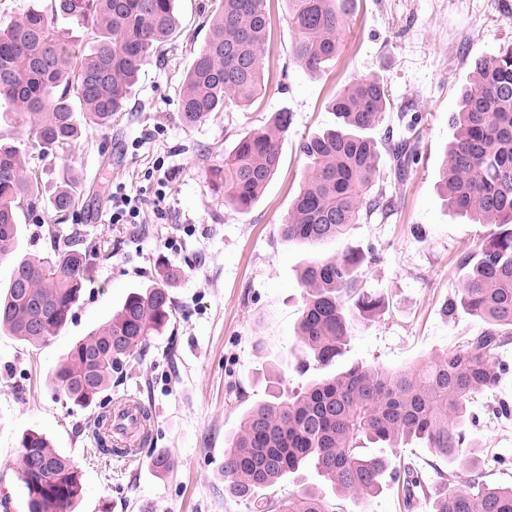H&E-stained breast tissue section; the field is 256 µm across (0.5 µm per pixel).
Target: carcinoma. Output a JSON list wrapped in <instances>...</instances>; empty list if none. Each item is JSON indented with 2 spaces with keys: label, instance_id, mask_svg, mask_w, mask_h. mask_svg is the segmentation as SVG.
<instances>
[{
  "label": "carcinoma",
  "instance_id": "carcinoma-1",
  "mask_svg": "<svg viewBox=\"0 0 512 512\" xmlns=\"http://www.w3.org/2000/svg\"><path fill=\"white\" fill-rule=\"evenodd\" d=\"M175 2L50 0L48 14L32 8L0 19V102L13 109L42 157L68 151L84 126L112 124L145 63L164 51L177 29ZM267 2L222 0L183 78V125L233 106L250 107L264 95L263 55L272 27ZM352 2L288 0L294 64L320 74L336 59ZM58 16L91 27L88 51H76L54 25ZM390 106L387 89L372 76L356 77L337 91L329 103L336 127L302 143L306 175L280 226L282 238L317 249L341 241L362 218L391 211L396 197L371 190L387 176L405 182L418 142L391 145L390 172L380 170L379 142L368 132ZM449 122L454 134L439 174L443 196L457 213L497 225L461 260L468 272L454 289L453 308L484 328L408 366L354 362L331 373L349 348L352 317L378 318L386 302L359 287L361 250L307 261L300 275L298 371L322 376L295 391L277 381L269 399L244 413L224 455L226 491L247 501L252 512H342L343 504L309 488L284 497L268 494L302 468L314 470L341 499L377 494L393 482L409 505L430 494L421 469L403 453L413 441L456 463V471L442 476L445 492L433 512H512V484L486 481V469L474 456L470 411L476 395L512 371L499 360L512 342V45L475 58L472 82ZM290 124L289 113H274L265 126L240 137L224 152V165L212 170L213 184L238 212L252 210L277 172ZM28 164L26 150L0 141L1 259L15 253L19 212L44 200L32 186ZM68 173L61 171L49 197L57 213L75 204L77 184ZM88 275L86 254L68 244L15 260L0 294V334L34 345L56 335L71 318ZM175 277L172 270L161 271L75 342L52 376L66 401L82 408L96 404L112 372L166 327L174 316L168 284ZM365 440L394 449L398 462L365 455ZM20 448L28 512H73L82 485L72 460L34 430L22 435ZM462 475L464 483L455 484Z\"/></svg>",
  "mask_w": 512,
  "mask_h": 512
}]
</instances>
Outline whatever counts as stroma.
I'll list each match as a JSON object with an SVG mask.
<instances>
[{
    "label": "stroma",
    "mask_w": 512,
    "mask_h": 512,
    "mask_svg": "<svg viewBox=\"0 0 512 512\" xmlns=\"http://www.w3.org/2000/svg\"><path fill=\"white\" fill-rule=\"evenodd\" d=\"M220 4L177 0L172 41L146 62L109 127L83 128L60 161L29 151L40 189L54 187L64 164L80 190L65 219L44 207L24 213L17 251L45 252L68 241L87 250L90 274L58 335L39 345L0 336V512H27L18 458L29 430L46 434L75 463L83 487L75 512H250L224 489V452L244 411L266 400L270 378L285 377L293 388L307 382L296 371L295 327L299 275L310 251L285 241L279 225L304 178L301 144L335 125L329 102L351 78L377 76L389 92L392 107L376 139H400L412 119L422 139L403 187L384 186L396 195V210L351 225L344 243L322 249L371 250L362 285L388 304L378 319H353L344 363L400 366L453 348L483 327L445 306L463 276L460 258L492 227L451 211L438 180L453 137L448 118L472 60L512 44V0H355L342 52L321 75L292 63L288 0H270L261 101L186 127L178 119L182 77L208 36L206 16ZM278 111L292 116L282 164L252 210L238 213L215 191L210 170ZM161 169L170 174L162 201L155 195ZM116 184L139 196L138 223H112ZM162 263L178 273L169 288L171 323L128 358L98 405L65 402L50 383L54 369L129 293L151 285ZM129 396L154 409L152 436L135 459L109 464L96 453L90 426L101 407ZM504 404L512 406V373L476 396L473 437L480 458L500 461L491 481L512 484V417L497 414ZM160 454L168 470L152 466Z\"/></svg>",
    "instance_id": "stroma-1"
}]
</instances>
